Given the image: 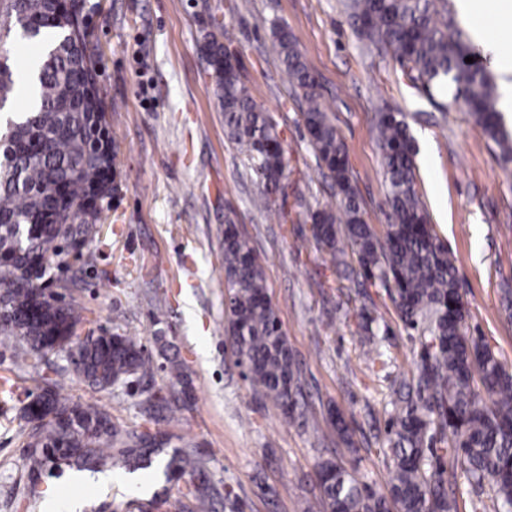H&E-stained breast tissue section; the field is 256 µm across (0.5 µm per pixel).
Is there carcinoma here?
Here are the masks:
<instances>
[{"mask_svg": "<svg viewBox=\"0 0 512 512\" xmlns=\"http://www.w3.org/2000/svg\"><path fill=\"white\" fill-rule=\"evenodd\" d=\"M349 17L370 51L388 55L428 97L453 84L444 109L460 105L512 163V133L497 108L490 70L448 19L447 0H347ZM0 42L22 37L44 45L32 78L35 98L26 111L0 113V336L17 339L32 367L65 355L76 374L105 389L139 383L153 373L144 348L118 332L82 335L84 317L64 294L39 292L69 237L92 238L100 219L83 208L91 194L115 190L117 151L108 131L112 111L101 92L98 61L83 36L85 0L61 12L57 0H0ZM288 83L304 109L303 126L331 200L307 209L312 237L340 262L345 248L367 280L389 293L405 327L421 338L420 360L392 401L388 452L393 476L387 493L374 491L354 469L333 459L318 464L323 512H457L448 494L446 464L463 468L474 487L488 483L494 512H512V370L481 338L465 332L456 260L433 234L416 192L415 146L404 113L377 108L373 131L381 151L389 223L366 222L351 183L345 145L316 90L315 75L286 25L272 28ZM214 93L224 131L243 154L262 189L254 206L272 218L284 213L280 178L284 150L275 125L251 97L240 66L224 65L230 33L218 22L205 35ZM473 57L472 63L465 58ZM21 72L0 52V106L16 93ZM58 211V222L40 220ZM225 332L246 379L283 409L293 405L297 368L277 312L267 296L261 264L236 225L224 228ZM49 382L23 408L33 480L43 461L58 466L146 469L168 444L165 415L138 433L112 422L95 404L61 395ZM199 459L174 451L165 474L195 475ZM195 512H208L210 493L193 483Z\"/></svg>", "mask_w": 512, "mask_h": 512, "instance_id": "obj_1", "label": "carcinoma"}]
</instances>
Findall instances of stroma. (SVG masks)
I'll return each mask as SVG.
<instances>
[{"label": "stroma", "mask_w": 512, "mask_h": 512, "mask_svg": "<svg viewBox=\"0 0 512 512\" xmlns=\"http://www.w3.org/2000/svg\"><path fill=\"white\" fill-rule=\"evenodd\" d=\"M101 86L112 103L116 189L106 220L80 249L64 254L68 302L95 329L144 346L156 368L143 392L91 388L51 357L31 368L0 342V379L15 383L0 399V512H127L133 498L162 495L165 512H183L187 479H168L174 450L201 459L212 490L210 512H319L318 463L354 462L362 480L386 490L393 463L382 453L392 392L419 359L420 339L405 329L386 288L357 277V262H332L311 236L305 208L326 201L324 179L307 143L301 105L272 47L273 25L295 35L316 74L349 159L368 223L388 221L384 168L372 128L385 102L407 115L417 146L416 189L433 231L456 259L468 334L480 336L512 367V320L501 304L512 289V164L462 108L442 112L412 87L390 57L369 53L344 0H87ZM234 34L230 45L255 103L280 134L287 163L284 221L253 208L260 184L224 134V116L199 46L211 21ZM232 217L258 256L266 287L299 366L293 420L244 381L224 335V219ZM376 318L387 368L371 365L361 312ZM189 382V406L168 425L171 441L150 470L113 469L112 483H83L75 468L45 465L33 478L24 405L46 382L64 395L109 410L113 422L152 430L140 407L178 391L170 363ZM341 411L343 442L332 423Z\"/></svg>", "instance_id": "obj_1"}]
</instances>
